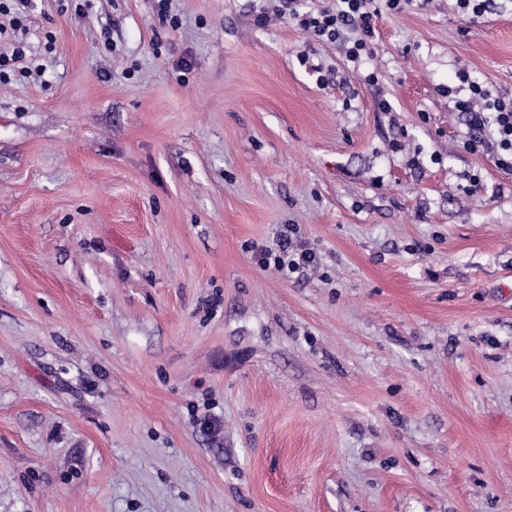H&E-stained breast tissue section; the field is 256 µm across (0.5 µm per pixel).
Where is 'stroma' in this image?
Segmentation results:
<instances>
[{
	"mask_svg": "<svg viewBox=\"0 0 512 512\" xmlns=\"http://www.w3.org/2000/svg\"><path fill=\"white\" fill-rule=\"evenodd\" d=\"M277 4L28 0L0 512H512V171L448 93L512 97V0L382 9L358 62ZM289 248H292L291 252L293 253L294 247H290V242L286 237L279 245V255H274L272 251L261 250L257 256V263L266 268L270 265V259L273 257L274 266L277 267L281 271L287 272H297L304 271V269L310 268L315 261V257L311 251L308 249H295L294 255L291 258ZM296 256V258H295Z\"/></svg>",
	"mask_w": 512,
	"mask_h": 512,
	"instance_id": "1",
	"label": "stroma"
}]
</instances>
